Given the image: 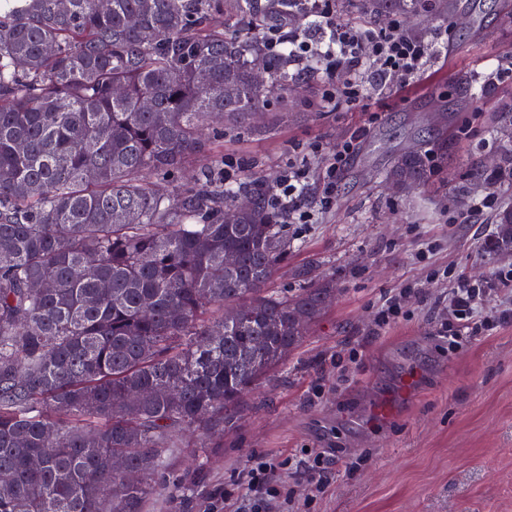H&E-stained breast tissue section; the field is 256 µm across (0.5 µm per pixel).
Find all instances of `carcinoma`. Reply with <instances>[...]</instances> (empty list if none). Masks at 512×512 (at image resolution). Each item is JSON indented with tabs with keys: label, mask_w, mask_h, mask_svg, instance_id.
<instances>
[{
	"label": "carcinoma",
	"mask_w": 512,
	"mask_h": 512,
	"mask_svg": "<svg viewBox=\"0 0 512 512\" xmlns=\"http://www.w3.org/2000/svg\"><path fill=\"white\" fill-rule=\"evenodd\" d=\"M13 2L0 14V512H142L170 439L232 427L335 292L266 288L283 225L262 183L217 182L203 137L288 96L298 76L267 55L264 29L297 0ZM349 2L363 17L455 8ZM192 161L199 188H156ZM434 173L416 148L384 180L408 190ZM473 175L512 180V148ZM242 193L254 207L226 222ZM496 224L491 248L509 253L512 204Z\"/></svg>",
	"instance_id": "obj_1"
}]
</instances>
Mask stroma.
Here are the masks:
<instances>
[{"mask_svg": "<svg viewBox=\"0 0 512 512\" xmlns=\"http://www.w3.org/2000/svg\"><path fill=\"white\" fill-rule=\"evenodd\" d=\"M405 23L429 40L447 23L453 37L382 108L335 110L318 74L287 105L214 137L215 174L232 167L235 187L252 176L272 188L289 165L305 167L311 219L286 225L290 250L269 286L331 279L336 296L285 368L245 397L221 447L175 438L143 512H204L252 457L308 448L329 458L328 484L310 503L308 475L287 474L294 512H512V322L456 351L436 335L455 275L481 282L512 265L489 246L493 213L470 211L483 194L473 170L512 129L501 109L512 103V0H458L447 21ZM348 140L324 205L326 168ZM411 148L445 159L424 186L392 190L382 174ZM409 283L407 317L374 332L379 303Z\"/></svg>", "mask_w": 512, "mask_h": 512, "instance_id": "obj_1", "label": "stroma"}]
</instances>
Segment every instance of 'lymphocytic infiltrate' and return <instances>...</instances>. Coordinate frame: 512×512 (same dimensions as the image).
Segmentation results:
<instances>
[{
    "instance_id": "f902f5d3",
    "label": "lymphocytic infiltrate",
    "mask_w": 512,
    "mask_h": 512,
    "mask_svg": "<svg viewBox=\"0 0 512 512\" xmlns=\"http://www.w3.org/2000/svg\"><path fill=\"white\" fill-rule=\"evenodd\" d=\"M299 5L297 18L266 31V49L274 56L287 55L292 64L302 68L317 60L333 87L331 100L349 106L409 85L435 48L434 42L409 32L396 18L387 26L361 30L338 17L336 0H299ZM304 186L301 173L292 171L270 192L268 204L279 213L282 223L308 222V214L298 203ZM494 289L504 293L506 300L488 313L482 301ZM511 321L512 268H507L483 283L457 278L448 319L441 322L438 333L447 337L449 348L454 349L495 324ZM281 467L274 458H251L234 487L225 489L222 501L235 502L237 512H280L294 498L293 487L278 476Z\"/></svg>"
}]
</instances>
